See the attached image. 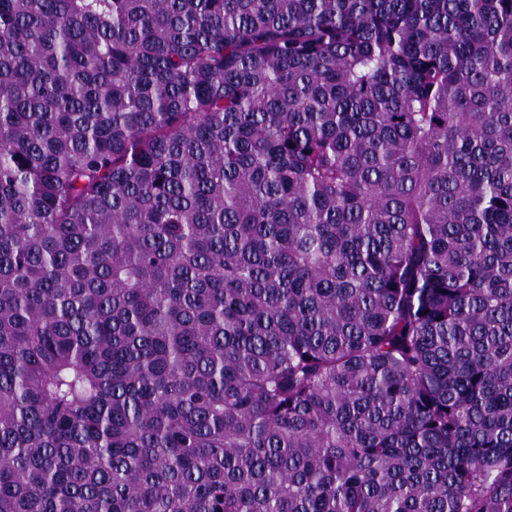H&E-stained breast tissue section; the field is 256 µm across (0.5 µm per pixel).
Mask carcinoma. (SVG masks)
<instances>
[{
    "instance_id": "1",
    "label": "carcinoma",
    "mask_w": 512,
    "mask_h": 512,
    "mask_svg": "<svg viewBox=\"0 0 512 512\" xmlns=\"http://www.w3.org/2000/svg\"><path fill=\"white\" fill-rule=\"evenodd\" d=\"M0 512H512V0H0Z\"/></svg>"
}]
</instances>
